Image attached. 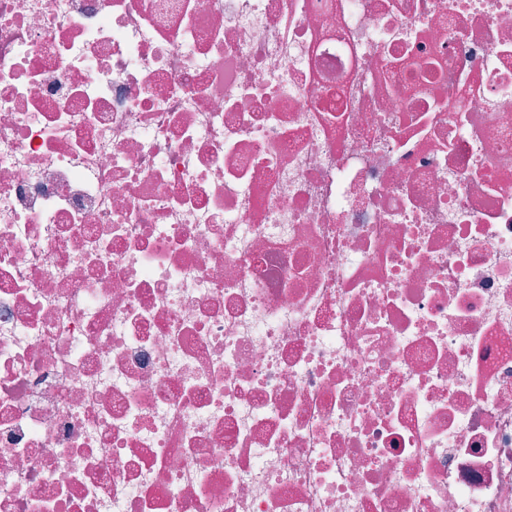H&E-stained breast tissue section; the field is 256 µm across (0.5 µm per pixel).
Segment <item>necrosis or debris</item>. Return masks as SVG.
I'll list each match as a JSON object with an SVG mask.
<instances>
[{
	"mask_svg": "<svg viewBox=\"0 0 512 512\" xmlns=\"http://www.w3.org/2000/svg\"><path fill=\"white\" fill-rule=\"evenodd\" d=\"M0 512H512V0H0Z\"/></svg>",
	"mask_w": 512,
	"mask_h": 512,
	"instance_id": "obj_1",
	"label": "necrosis or debris"
}]
</instances>
